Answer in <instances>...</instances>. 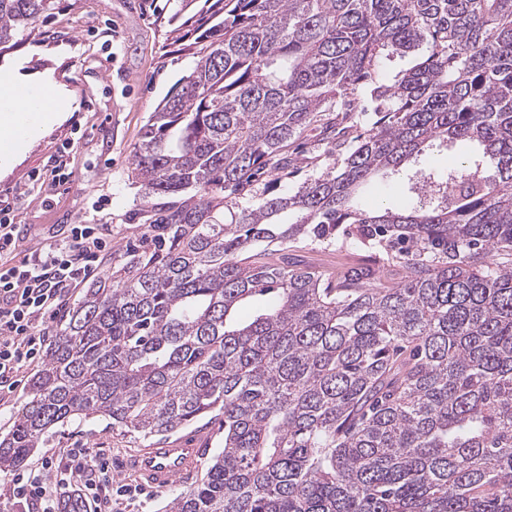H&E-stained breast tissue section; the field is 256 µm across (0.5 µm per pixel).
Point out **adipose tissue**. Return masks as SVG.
Masks as SVG:
<instances>
[{"label":"adipose tissue","mask_w":512,"mask_h":512,"mask_svg":"<svg viewBox=\"0 0 512 512\" xmlns=\"http://www.w3.org/2000/svg\"><path fill=\"white\" fill-rule=\"evenodd\" d=\"M37 84L44 94L45 104L40 122L26 135L11 137L10 132L18 116L16 113L0 110V135L8 139L7 145L0 148V175L8 174L13 163L31 150L39 135L61 124L69 111V95L53 77L39 78Z\"/></svg>","instance_id":"obj_1"}]
</instances>
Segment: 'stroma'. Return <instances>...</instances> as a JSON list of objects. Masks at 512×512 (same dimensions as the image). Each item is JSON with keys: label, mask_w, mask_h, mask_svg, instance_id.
I'll use <instances>...</instances> for the list:
<instances>
[{"label": "stroma", "mask_w": 512, "mask_h": 512, "mask_svg": "<svg viewBox=\"0 0 512 512\" xmlns=\"http://www.w3.org/2000/svg\"><path fill=\"white\" fill-rule=\"evenodd\" d=\"M5 62L15 64L28 81L52 73L71 97L67 119L0 179V195L14 203L21 252L49 244L72 224H108L112 249L102 270L120 271L130 244L139 243L145 231L136 217L141 199L132 174L133 151L151 113L194 68V58L170 50L164 28L148 18L141 0H55L54 10L40 17L32 34L0 53V63ZM66 143L73 146L67 158L72 176L61 185L47 169ZM36 168L44 176L34 183L29 174ZM296 254L330 276L367 256L342 236L303 241ZM148 445L103 417L55 427L18 469L0 472V512H38L33 505L18 506L8 489L17 476L69 448L81 449L87 464L110 462L113 488L135 486L121 465L129 452Z\"/></svg>", "instance_id": "obj_1"}]
</instances>
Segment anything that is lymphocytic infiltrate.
<instances>
[{
  "instance_id": "1",
  "label": "lymphocytic infiltrate",
  "mask_w": 512,
  "mask_h": 512,
  "mask_svg": "<svg viewBox=\"0 0 512 512\" xmlns=\"http://www.w3.org/2000/svg\"><path fill=\"white\" fill-rule=\"evenodd\" d=\"M14 208L0 200V391H14L18 374L34 365L45 336L39 325L55 317L71 291L100 269L110 249L108 224H74L66 236L29 253H20V228ZM81 453L69 450L60 460L46 459L45 470L56 471L62 485L74 488L83 512H112V468L102 462L87 473Z\"/></svg>"
}]
</instances>
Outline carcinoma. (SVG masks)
I'll return each mask as SVG.
<instances>
[{
  "mask_svg": "<svg viewBox=\"0 0 512 512\" xmlns=\"http://www.w3.org/2000/svg\"><path fill=\"white\" fill-rule=\"evenodd\" d=\"M143 2L196 57L133 154L158 244L68 315L0 471L70 421L150 439L208 417L224 447L173 512H512V0ZM54 4L0 0V49ZM423 43L351 136L382 51ZM315 123L327 166L284 193ZM453 143L448 169L417 164ZM379 174L408 206L358 204ZM340 234L374 263L288 256Z\"/></svg>",
  "mask_w": 512,
  "mask_h": 512,
  "instance_id": "cac0c4a2",
  "label": "carcinoma"
}]
</instances>
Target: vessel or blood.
<instances>
[{
  "mask_svg": "<svg viewBox=\"0 0 512 512\" xmlns=\"http://www.w3.org/2000/svg\"><path fill=\"white\" fill-rule=\"evenodd\" d=\"M41 103V95L23 93L19 110V132H26L31 127ZM201 455L199 446L184 439L164 440L134 453L127 459L125 468L140 484L163 490L175 480L197 470Z\"/></svg>",
  "mask_w": 512,
  "mask_h": 512,
  "instance_id": "b4317fda",
  "label": "vessel or blood"
}]
</instances>
